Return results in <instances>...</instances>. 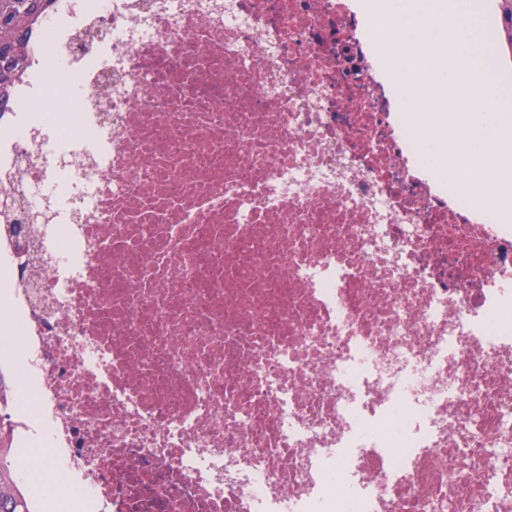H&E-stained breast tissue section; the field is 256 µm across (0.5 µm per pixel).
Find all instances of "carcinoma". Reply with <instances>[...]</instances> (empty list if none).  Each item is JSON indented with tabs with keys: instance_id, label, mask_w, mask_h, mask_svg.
I'll return each mask as SVG.
<instances>
[{
	"instance_id": "1",
	"label": "carcinoma",
	"mask_w": 512,
	"mask_h": 512,
	"mask_svg": "<svg viewBox=\"0 0 512 512\" xmlns=\"http://www.w3.org/2000/svg\"><path fill=\"white\" fill-rule=\"evenodd\" d=\"M54 0H0V115L11 110L13 89L29 65L27 48L33 31ZM493 28L495 51L503 42L512 47V0H495ZM18 452L10 431L0 425V512H30L31 488H23Z\"/></svg>"
}]
</instances>
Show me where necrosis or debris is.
Listing matches in <instances>:
<instances>
[{"label":"necrosis or debris","mask_w":512,"mask_h":512,"mask_svg":"<svg viewBox=\"0 0 512 512\" xmlns=\"http://www.w3.org/2000/svg\"><path fill=\"white\" fill-rule=\"evenodd\" d=\"M361 0H56L0 115V342L90 512H512V225Z\"/></svg>","instance_id":"4bbe7bcc"}]
</instances>
